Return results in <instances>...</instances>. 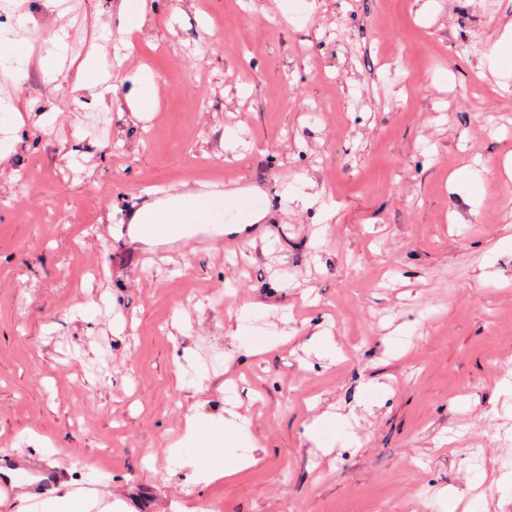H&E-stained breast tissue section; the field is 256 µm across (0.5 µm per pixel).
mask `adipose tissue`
<instances>
[{
    "instance_id": "adipose-tissue-1",
    "label": "adipose tissue",
    "mask_w": 512,
    "mask_h": 512,
    "mask_svg": "<svg viewBox=\"0 0 512 512\" xmlns=\"http://www.w3.org/2000/svg\"><path fill=\"white\" fill-rule=\"evenodd\" d=\"M213 200L209 194L180 196L177 204L167 207L148 205L138 210L133 222L136 237L143 242L174 237L177 225L204 224L210 218ZM246 421L238 413L216 418L199 409L185 414L180 432L173 442L170 453L179 455L181 450L193 445H203L224 456V463L214 467H198L196 477L204 483H212L256 464V445L245 427Z\"/></svg>"
}]
</instances>
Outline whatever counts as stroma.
Here are the masks:
<instances>
[{"label":"stroma","mask_w":512,"mask_h":512,"mask_svg":"<svg viewBox=\"0 0 512 512\" xmlns=\"http://www.w3.org/2000/svg\"><path fill=\"white\" fill-rule=\"evenodd\" d=\"M121 3L0 0L31 50L0 72L24 119L0 163V458L20 463L0 512H45L28 486L59 457L60 493L112 512H512L480 493L512 472V77L486 58L512 0H149L119 61ZM56 33L59 81L94 56L115 94L53 91ZM145 67L166 85L152 113L128 103ZM190 190L263 205L246 232L134 239L137 209ZM240 315L269 351L242 356ZM233 380L258 462L206 485L170 446ZM326 411L356 439L325 428V454ZM326 424H331L336 427L337 432L344 437L346 440L355 439V433L352 430V426L346 416L340 414H330L318 417L314 420L310 426L311 431H316L322 428Z\"/></svg>","instance_id":"stroma-1"}]
</instances>
